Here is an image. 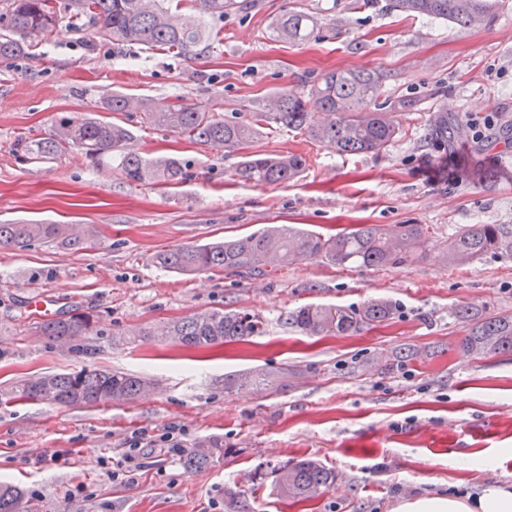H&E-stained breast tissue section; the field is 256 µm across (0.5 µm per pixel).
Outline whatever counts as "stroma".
<instances>
[{
    "label": "stroma",
    "instance_id": "obj_1",
    "mask_svg": "<svg viewBox=\"0 0 512 512\" xmlns=\"http://www.w3.org/2000/svg\"><path fill=\"white\" fill-rule=\"evenodd\" d=\"M58 0L56 27L29 54L0 58V223L79 225L85 248L35 242L0 248V389L36 374L104 366L150 379L140 397L97 406L0 402V481L24 512H393L403 499L512 484V354L472 357L457 308L512 313V258L464 266L429 259L396 268H340L307 259L271 272L182 274L158 253L269 224L325 235L358 224H425L440 250L460 224L512 225V0L498 19L462 28L391 11L388 0H242L210 20L221 39L198 55L114 44ZM315 19L306 41L271 35L286 9ZM377 68L380 99L402 129L377 153L340 155L305 132L261 128L254 154H299L295 180L256 185L239 154L102 104L183 100L250 122L264 101L308 90L332 70ZM486 124L448 149L427 132L436 112ZM94 116L131 133L142 156L183 163L173 186L129 182L117 159L77 148L37 159L24 149L63 116ZM46 297L57 314L97 316L94 359L42 336L30 316ZM393 302L392 319L345 336H308L285 321L306 305ZM259 315L262 335L186 349L140 330L217 310ZM416 358L392 366L396 354ZM287 371V385L225 390L253 367ZM173 432L186 456L149 451L132 482L103 458L137 432ZM208 463L188 469L187 455ZM316 459L335 479L303 500L275 485L279 466ZM81 486L70 501L67 490Z\"/></svg>",
    "mask_w": 512,
    "mask_h": 512
}]
</instances>
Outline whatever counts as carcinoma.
<instances>
[{
	"instance_id": "1",
	"label": "carcinoma",
	"mask_w": 512,
	"mask_h": 512,
	"mask_svg": "<svg viewBox=\"0 0 512 512\" xmlns=\"http://www.w3.org/2000/svg\"><path fill=\"white\" fill-rule=\"evenodd\" d=\"M75 14L88 17L105 40L135 43L147 48L162 47L190 54L213 40L206 18H220L243 8L239 0H186V12L175 13L163 0H71ZM392 10L413 16L447 20L463 27L489 25L496 19L498 0H389ZM57 20V0H9L0 13V58L24 52L28 42L53 32ZM314 30L311 16L297 9L277 18L274 37L304 41ZM383 74L377 69L331 71L313 85L308 94L282 92L275 95L262 112L254 113L249 124L226 122L213 112H200L192 105L175 102L155 105L133 101L112 93L104 102L110 112H126L133 107L144 112L145 120L188 139L219 145L228 153L242 154L238 174L255 184L287 183L302 172L306 160L300 155H265L246 152L261 124L279 129L304 131L312 139L326 143L341 155L378 152L400 135L391 113L377 104ZM317 106L323 119L311 123L309 105ZM459 125L442 111L435 115L430 138L440 148L457 139ZM130 133L123 127L96 118L60 119L50 136L25 145L40 158L56 155L67 146H76L98 160L106 155L119 157L130 181L171 185L183 177L179 158H146L127 150ZM61 240L76 247L83 244L61 224H0V247L23 248L35 240ZM488 253L512 257V225L461 224L448 237L437 255H431L429 238L421 224H398L385 228L363 224L336 235L270 226L241 238L196 246H178L160 253L157 263L177 272L244 270L286 266L304 259L319 258L333 265L373 268L399 267L430 257L450 265H465ZM395 305L387 299L371 300L358 309L342 306L309 305L289 313L287 323L308 336H340L365 325L392 318ZM457 320L469 326L460 348L469 355L512 353V313L477 314L469 308L455 311ZM262 318L244 311L214 310L184 320L167 323L140 336H165L184 347H204L245 341L261 333ZM39 332L58 342L69 340L72 352L93 358L97 349L85 338L102 336L97 321L88 314H71L45 321ZM151 382L106 367L77 372L33 376L19 381L5 396L72 406L119 403L140 396ZM334 473L315 460H302L277 469L276 484L288 494L310 499L330 487ZM0 512H21L19 491L0 484Z\"/></svg>"
}]
</instances>
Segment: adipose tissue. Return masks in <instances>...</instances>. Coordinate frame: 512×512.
I'll list each match as a JSON object with an SVG mask.
<instances>
[{
  "mask_svg": "<svg viewBox=\"0 0 512 512\" xmlns=\"http://www.w3.org/2000/svg\"><path fill=\"white\" fill-rule=\"evenodd\" d=\"M395 512H512V486L494 481L474 494L414 497L400 501Z\"/></svg>",
  "mask_w": 512,
  "mask_h": 512,
  "instance_id": "obj_1",
  "label": "adipose tissue"
}]
</instances>
